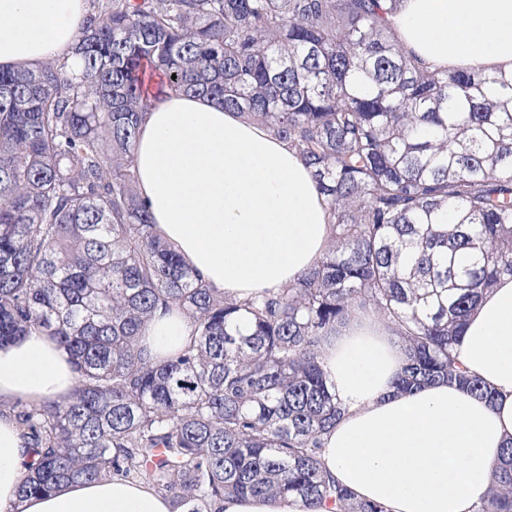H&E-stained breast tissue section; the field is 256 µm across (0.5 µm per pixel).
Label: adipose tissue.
<instances>
[{
    "instance_id": "obj_1",
    "label": "adipose tissue",
    "mask_w": 512,
    "mask_h": 512,
    "mask_svg": "<svg viewBox=\"0 0 512 512\" xmlns=\"http://www.w3.org/2000/svg\"><path fill=\"white\" fill-rule=\"evenodd\" d=\"M87 0H0V68L67 61ZM387 20L398 43L432 71L512 72V0H402ZM134 168L153 232L215 292L243 301L294 284L328 250L332 227L313 173L263 124L217 101L171 91L152 100ZM178 310L154 315L143 345L155 360L187 346ZM493 391L485 400L438 382L406 395L392 381L405 354L395 332L357 316L323 347V368L345 412L322 463L357 498L387 512H475L512 440V277L485 292L455 347ZM71 358L46 333L0 347V512H171L169 499L119 476L19 498L28 439L4 405L68 401Z\"/></svg>"
}]
</instances>
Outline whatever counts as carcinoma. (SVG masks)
<instances>
[{
  "mask_svg": "<svg viewBox=\"0 0 512 512\" xmlns=\"http://www.w3.org/2000/svg\"><path fill=\"white\" fill-rule=\"evenodd\" d=\"M96 2L79 75L0 70V346L43 331L77 375L68 401L14 410L19 497L119 475L172 512H386L323 467L342 408L321 344L374 312L406 353L396 392L446 379L493 399L453 346L512 276V73L427 70L385 24L400 0ZM167 90L258 119L312 170L336 244L294 285L226 301L150 232L131 148ZM172 307L195 337L155 361L140 336ZM493 475L479 512H512V442ZM223 512H299L283 500L238 499L224 500Z\"/></svg>",
  "mask_w": 512,
  "mask_h": 512,
  "instance_id": "carcinoma-1",
  "label": "carcinoma"
}]
</instances>
